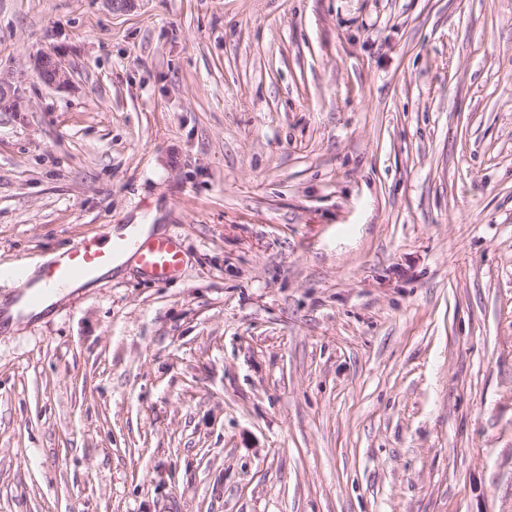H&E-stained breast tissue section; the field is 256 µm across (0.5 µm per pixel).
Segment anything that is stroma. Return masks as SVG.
Masks as SVG:
<instances>
[{
  "mask_svg": "<svg viewBox=\"0 0 512 512\" xmlns=\"http://www.w3.org/2000/svg\"><path fill=\"white\" fill-rule=\"evenodd\" d=\"M0 77V266L184 250L0 325V512H512V0H0ZM34 68L40 80L48 86L62 88L71 81V73L56 50L38 54L34 58ZM0 112H20L23 111L24 97L21 87L9 80L0 78ZM6 106L5 107H3ZM104 227L103 232L76 238L61 254L45 260L37 278L24 279L26 269L17 265L0 268V280L12 279L22 284L18 301L23 299L30 306L43 303L54 290L71 284V288H76L81 283L75 282L94 280L104 268L129 254L140 272L150 279L164 281L181 273L184 251L178 235H155L140 240L133 232L112 236V227ZM124 261H118L114 267Z\"/></svg>",
  "mask_w": 512,
  "mask_h": 512,
  "instance_id": "obj_1",
  "label": "stroma"
}]
</instances>
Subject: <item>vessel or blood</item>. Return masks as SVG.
<instances>
[{
    "label": "vessel or blood",
    "instance_id": "obj_1",
    "mask_svg": "<svg viewBox=\"0 0 512 512\" xmlns=\"http://www.w3.org/2000/svg\"><path fill=\"white\" fill-rule=\"evenodd\" d=\"M132 257L140 272L153 280L164 281L181 273L184 251L178 235L139 238L135 233L115 235L111 230L84 235L73 240L59 255L45 260L37 278L25 276L24 266L0 268V280L21 283L25 305L43 303L55 290L80 281L94 280L98 274L124 257Z\"/></svg>",
    "mask_w": 512,
    "mask_h": 512
}]
</instances>
